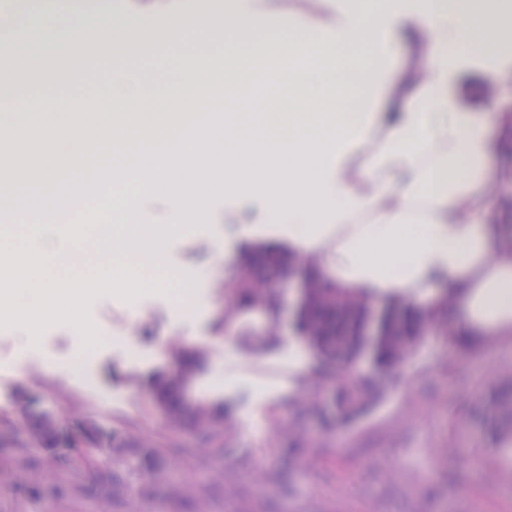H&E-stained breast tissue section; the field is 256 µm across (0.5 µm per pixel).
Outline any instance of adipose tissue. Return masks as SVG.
<instances>
[{
	"mask_svg": "<svg viewBox=\"0 0 512 512\" xmlns=\"http://www.w3.org/2000/svg\"><path fill=\"white\" fill-rule=\"evenodd\" d=\"M331 5L337 22L298 15L291 37L281 31L280 13L259 11L256 0H210L207 25L242 33L261 27L265 37L219 56L184 51L181 79L146 94L134 71L111 69L110 95L93 102L33 104L17 95L16 70L1 71L0 108L31 114L29 129L50 144L40 178L56 182L59 197L83 206L87 185L57 182L56 162L84 137V123L109 127L132 114L143 123L164 116L177 124L194 95L234 87L244 77L275 92L296 88L305 102H327L319 123L268 141L247 131L251 103L234 100L207 130L209 139L223 140V153L159 152L150 159L151 182L136 187L125 168H113V204L142 195L131 224L140 253L159 257L169 239L190 233L184 212H201L219 175L226 218L247 214L229 239L247 245L262 226L285 227L289 255L320 269L337 288L374 301L418 304L435 303L447 290L459 309L460 330L511 336L512 250L502 247L498 225L474 218L488 211L486 189L498 177L491 160L512 140V128L491 133L480 85L456 80L455 72L475 58L483 66L480 84L493 81L500 65L512 60V9L491 0L471 9L443 0H389L364 32L356 0ZM154 11L151 2L144 5L129 31L81 36L56 63L36 64L35 81L77 57L140 50L132 30ZM399 29L425 54L424 74L389 68L387 38ZM11 226L27 231L13 264L16 280L33 281L37 296L24 321L68 316L86 284L111 291L108 271L85 282L56 276L80 242L56 224L52 206L18 214ZM24 321L1 319L0 331H22Z\"/></svg>",
	"mask_w": 512,
	"mask_h": 512,
	"instance_id": "adipose-tissue-1",
	"label": "adipose tissue"
}]
</instances>
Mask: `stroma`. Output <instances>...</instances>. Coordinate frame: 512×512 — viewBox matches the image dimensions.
Listing matches in <instances>:
<instances>
[{
  "label": "stroma",
  "instance_id": "obj_1",
  "mask_svg": "<svg viewBox=\"0 0 512 512\" xmlns=\"http://www.w3.org/2000/svg\"><path fill=\"white\" fill-rule=\"evenodd\" d=\"M43 0H21L14 22L22 30L6 45L26 66L54 52L37 20ZM138 69L147 88L180 76L178 49L105 55L75 77L34 84L39 104L106 97L105 74ZM265 101L269 93L245 85L205 94L182 124L147 126L126 116L112 130V147L85 140L82 165L60 179L78 181L111 167L113 153L134 146L137 156L181 146L186 133L208 125L233 98ZM500 177L488 190L492 210L512 238V149L493 160ZM224 197L211 195L206 217L192 233L171 239L161 257L164 285L132 294L124 285L87 297L79 321L58 320L30 337L27 353L0 335V431L24 440L0 447V512H512V461L489 439L490 399L512 397V338L479 341L468 350L426 330L419 346L395 368L362 359L363 381L376 391L365 412L344 421L337 400L344 364L307 353L294 357L287 306L294 296L280 270H262L283 305L275 343L259 340L256 312L224 325V297L238 279L237 251L224 246ZM110 228L77 225L83 245L76 264L85 272L129 254L131 239L110 240ZM193 278L190 314L174 298L181 275ZM95 328L98 343L78 325ZM197 349L200 366L188 385L190 401L221 402L229 418L219 449L202 453L195 435L171 425L151 398V383L177 364L174 344ZM56 420L62 443L80 449L77 424L90 422L114 437L157 443V479L132 472L122 487L105 476L111 458H95L93 475L73 480L52 454L27 442L16 406L20 398Z\"/></svg>",
  "mask_w": 512,
  "mask_h": 512
}]
</instances>
